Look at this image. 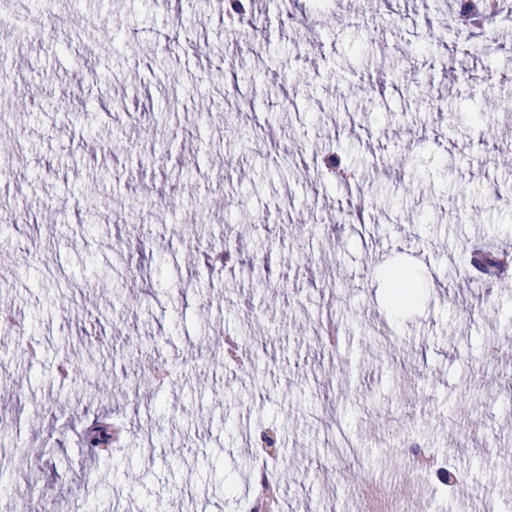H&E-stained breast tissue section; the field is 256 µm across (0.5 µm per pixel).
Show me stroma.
<instances>
[{
    "mask_svg": "<svg viewBox=\"0 0 512 512\" xmlns=\"http://www.w3.org/2000/svg\"><path fill=\"white\" fill-rule=\"evenodd\" d=\"M453 11L256 0L258 39L239 44L219 0H0V499L250 512L267 480L279 512H384L402 493L415 512H506L512 287L467 253L512 248L495 196L512 183V12L470 35ZM332 147L360 186L321 178ZM396 265L423 284L402 312ZM221 336L246 357L215 353ZM131 345L169 379H138ZM105 417L125 433L102 459L82 436ZM403 435L453 452L455 492Z\"/></svg>",
    "mask_w": 512,
    "mask_h": 512,
    "instance_id": "obj_1",
    "label": "stroma"
}]
</instances>
